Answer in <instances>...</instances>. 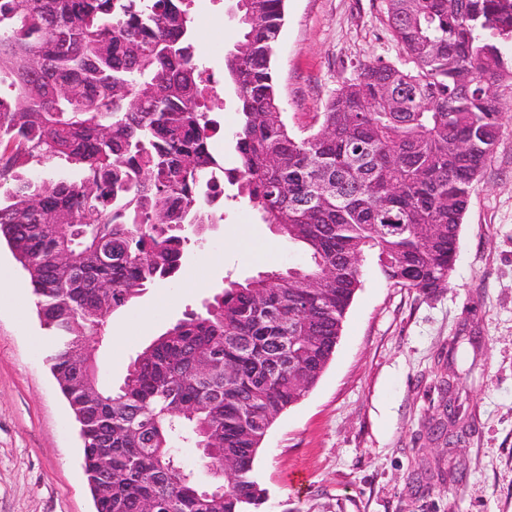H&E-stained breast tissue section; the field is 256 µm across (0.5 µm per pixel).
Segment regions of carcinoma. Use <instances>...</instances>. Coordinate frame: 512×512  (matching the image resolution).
I'll return each instance as SVG.
<instances>
[{"instance_id": "cac0c4a2", "label": "carcinoma", "mask_w": 512, "mask_h": 512, "mask_svg": "<svg viewBox=\"0 0 512 512\" xmlns=\"http://www.w3.org/2000/svg\"><path fill=\"white\" fill-rule=\"evenodd\" d=\"M193 2L0 0V239L33 288L96 512H255L257 450L331 360L366 256L395 286H447L500 137L494 86L512 81V0H386L410 67L359 65L320 128L298 136L272 67L285 0H235L227 183L305 263L227 282L105 386L112 315L178 274L190 237L224 220L204 190L224 159L211 147L220 123L199 106ZM29 46L50 70L31 73ZM458 420L450 398L430 432L449 442ZM181 443L220 490L200 485Z\"/></svg>"}]
</instances>
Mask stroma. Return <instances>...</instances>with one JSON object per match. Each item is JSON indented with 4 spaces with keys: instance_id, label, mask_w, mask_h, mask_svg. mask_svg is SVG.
<instances>
[{
    "instance_id": "1",
    "label": "stroma",
    "mask_w": 512,
    "mask_h": 512,
    "mask_svg": "<svg viewBox=\"0 0 512 512\" xmlns=\"http://www.w3.org/2000/svg\"><path fill=\"white\" fill-rule=\"evenodd\" d=\"M228 0H196L195 59L222 72L239 39ZM405 59L385 0H286L274 66L295 133L317 129L355 66ZM499 143L475 182L447 286L428 296L390 284L366 258L336 352L317 384L276 420L254 469L259 512H512V83ZM190 243L181 275L112 319L98 354L118 384L137 351L227 280L303 264L243 201ZM29 279L0 244V512H95L78 427L47 362ZM451 377L464 438L435 440L439 381Z\"/></svg>"
}]
</instances>
